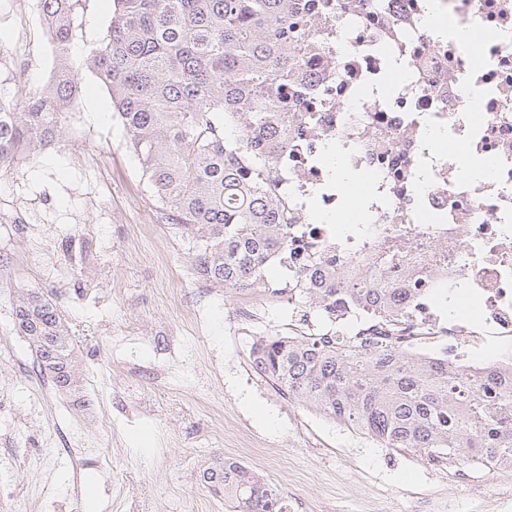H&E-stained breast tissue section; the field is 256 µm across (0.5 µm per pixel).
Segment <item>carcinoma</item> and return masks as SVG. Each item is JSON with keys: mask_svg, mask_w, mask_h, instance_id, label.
<instances>
[{"mask_svg": "<svg viewBox=\"0 0 512 512\" xmlns=\"http://www.w3.org/2000/svg\"><path fill=\"white\" fill-rule=\"evenodd\" d=\"M91 0H42L57 48L55 75L12 111L0 112V171L60 142L80 92L67 51ZM106 30L87 49L88 71L106 88L151 197L191 237L195 270L238 291L269 285L273 256L288 248V208L275 169L288 147L285 90L298 86L294 51L310 20L306 0H113ZM381 272L369 283L306 288L299 305L319 312L336 299L391 312ZM41 375L74 386L76 343L53 298L34 292L13 310ZM254 371L289 398L383 448L512 458V372L480 379L440 363H406L394 349L362 352L324 338L253 340ZM200 480L232 512H288V496L255 468L217 457Z\"/></svg>", "mask_w": 512, "mask_h": 512, "instance_id": "cac0c4a2", "label": "carcinoma"}]
</instances>
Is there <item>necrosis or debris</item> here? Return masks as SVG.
<instances>
[{"label": "necrosis or debris", "instance_id": "1", "mask_svg": "<svg viewBox=\"0 0 512 512\" xmlns=\"http://www.w3.org/2000/svg\"><path fill=\"white\" fill-rule=\"evenodd\" d=\"M428 2L315 0L276 184L294 245L315 244L313 271L365 282L393 261V314L337 303V343L512 369V0H436L448 26L482 34L476 51L436 34ZM334 157L369 177L354 224L334 220L347 204ZM475 158L484 180L465 175Z\"/></svg>", "mask_w": 512, "mask_h": 512}]
</instances>
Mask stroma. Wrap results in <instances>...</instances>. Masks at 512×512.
<instances>
[{
    "mask_svg": "<svg viewBox=\"0 0 512 512\" xmlns=\"http://www.w3.org/2000/svg\"><path fill=\"white\" fill-rule=\"evenodd\" d=\"M93 0L69 50L82 81L59 145L0 172V262L43 249L45 265L0 276V512H228L200 481L218 456L255 467L290 512H512V472L481 487L458 480L468 460L430 468L412 449L382 448L282 395L252 370V330L231 319L236 291L195 272V250L141 180L128 134L86 50L112 17ZM0 95L17 101L50 77L40 0H0ZM51 293L76 342V384L58 417L79 420L91 449L47 448L35 354L13 324L26 294ZM202 301L205 320L186 323ZM112 423L103 436L101 420Z\"/></svg>",
    "mask_w": 512,
    "mask_h": 512,
    "instance_id": "35a3bbf8",
    "label": "stroma"
}]
</instances>
